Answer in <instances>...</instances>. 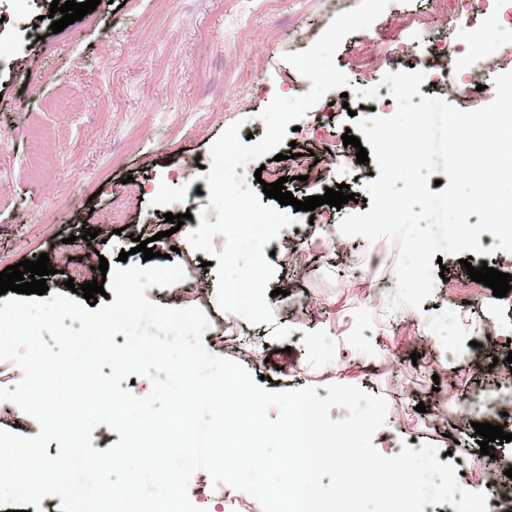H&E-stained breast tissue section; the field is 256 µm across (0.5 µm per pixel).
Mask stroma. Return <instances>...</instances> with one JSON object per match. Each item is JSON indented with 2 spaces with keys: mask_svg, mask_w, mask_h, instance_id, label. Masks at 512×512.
I'll use <instances>...</instances> for the list:
<instances>
[{
  "mask_svg": "<svg viewBox=\"0 0 512 512\" xmlns=\"http://www.w3.org/2000/svg\"><path fill=\"white\" fill-rule=\"evenodd\" d=\"M52 0H0V270L48 254L55 269L50 292L93 279L107 259L117 268L142 262L134 238L152 226L159 266L177 265L181 282L147 290L163 307L201 309L210 322L203 342L211 353L239 363L269 392L326 384L356 385L388 402L386 423L373 443L397 454L403 447L436 445L459 474L480 491L487 464L512 466V442L495 445L494 460L480 453L459 404L493 395L500 382L492 360L512 352V291L493 296L471 281L458 256L443 255L447 271L421 307L386 314L396 290V243L347 237L345 214L368 212L365 186L379 176L376 162L358 163L342 136L361 101L328 92L285 134L278 152L288 155L285 185L294 198L324 195L349 185L354 201L322 205L319 223L296 211L267 248L274 276L267 288L271 323L254 324L223 310L216 300L215 262L224 248L215 237L209 252L195 250L185 222L171 231L164 215L180 202L193 216L209 211L211 147L232 124L240 136L261 140L260 112L275 97L292 98L311 83L284 60L307 49L342 8L338 0H101L62 32L52 33ZM465 27L453 18L452 0H391L367 29L350 34L335 63L351 85L377 83L389 67L421 69L419 90L463 111L491 103L493 79L512 72V18L498 0H471ZM489 38V55L475 60L472 36ZM478 85L477 95H463ZM124 208V232L114 233L112 204ZM98 239L83 240L84 228ZM74 246H64L66 238ZM306 260L294 265L292 252ZM72 294V293H69ZM81 300V293L72 294ZM351 352L341 357L338 347ZM421 367H414L413 352ZM439 377L431 396L425 377ZM427 404L418 412L417 404Z\"/></svg>",
  "mask_w": 512,
  "mask_h": 512,
  "instance_id": "35a3bbf8",
  "label": "stroma"
}]
</instances>
